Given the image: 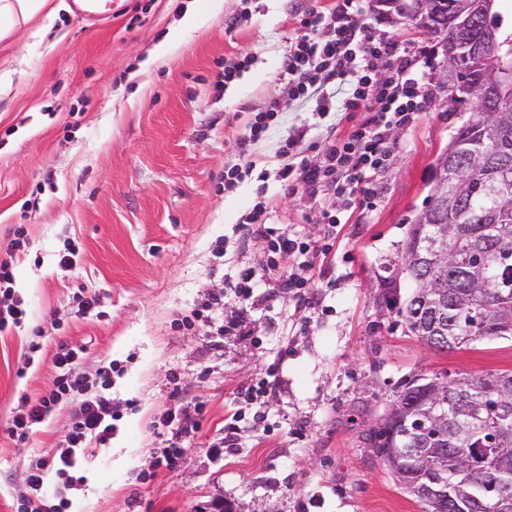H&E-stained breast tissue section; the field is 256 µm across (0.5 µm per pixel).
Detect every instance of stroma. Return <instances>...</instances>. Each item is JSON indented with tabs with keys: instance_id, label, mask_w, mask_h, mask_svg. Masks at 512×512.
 I'll use <instances>...</instances> for the list:
<instances>
[{
	"instance_id": "35a3bbf8",
	"label": "stroma",
	"mask_w": 512,
	"mask_h": 512,
	"mask_svg": "<svg viewBox=\"0 0 512 512\" xmlns=\"http://www.w3.org/2000/svg\"><path fill=\"white\" fill-rule=\"evenodd\" d=\"M61 2L0 38V72L13 78L0 94V261L27 306L22 326L0 332V512H17L31 494V464L65 445L68 399L26 440L8 433L25 398L55 393L61 344L79 351L74 371L88 383L111 366L115 412L109 444L79 454L73 488L46 474L48 502L66 497V512H210L218 499L234 512H425L373 453L370 428L409 376L512 372V339L447 353L419 342L398 315L408 284L386 280L437 154L470 116L449 108L437 81L442 46L364 0L362 26L398 54L430 56L431 102L395 132L374 176L376 205L356 209L317 258L314 302L261 287L247 335L205 336L182 318L227 291L229 274L270 261L266 241L236 249L258 192L280 231L328 241L320 211L339 207L337 196L317 204L301 187L253 175L228 190L224 172L246 158L275 168L281 141L303 124L316 160L328 122L299 102L264 142L242 137L270 95L288 94L278 73L301 33L295 11L329 0H125L105 22ZM188 12L195 27L151 61ZM242 56L250 68L225 83V61ZM68 245L77 254L64 269ZM83 292L99 296L98 313H79ZM269 377L265 396L246 401V389ZM232 409L244 416L240 445L217 447ZM170 414L198 420L196 438L173 440L162 425ZM173 442L182 458L158 465Z\"/></svg>"
}]
</instances>
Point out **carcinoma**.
<instances>
[{"label":"carcinoma","instance_id":"obj_1","mask_svg":"<svg viewBox=\"0 0 512 512\" xmlns=\"http://www.w3.org/2000/svg\"><path fill=\"white\" fill-rule=\"evenodd\" d=\"M480 60L472 57L459 61L457 95L448 99V106L457 109L467 102L474 104L473 114L448 142V150L456 155L458 165L466 169L457 204L463 223L437 209L430 212L429 226H411L401 257L412 251L419 231L435 239L438 222L446 228L447 265L429 274L424 267L414 266L403 275L412 282L413 291L404 307L398 310L406 329L431 349L452 351L455 336H476L480 339L512 338V196L504 199L483 181L485 174L480 160L479 143L484 128L481 119H500L507 123L504 137L512 140V107L506 115L496 118L492 111L499 107L498 94L487 91L468 97L460 86L475 73ZM442 302L443 316L436 318L430 308L418 300L421 291ZM431 377L419 375L405 381L395 398L403 399V410L396 417L385 411L370 430V443L384 446L382 427L401 431L398 444L402 459L426 453L434 464L453 461L454 449L471 448L476 442L497 444L504 449L512 464V436L500 428L505 421L512 426V372L470 375L454 388L445 401L436 402L430 391ZM401 485L422 502L427 512H459L448 505V495H433L419 471L397 468Z\"/></svg>","mask_w":512,"mask_h":512}]
</instances>
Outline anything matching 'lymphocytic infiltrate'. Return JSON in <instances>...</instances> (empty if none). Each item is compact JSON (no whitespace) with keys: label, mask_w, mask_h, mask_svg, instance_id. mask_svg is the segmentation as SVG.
I'll return each mask as SVG.
<instances>
[{"label":"lymphocytic infiltrate","mask_w":512,"mask_h":512,"mask_svg":"<svg viewBox=\"0 0 512 512\" xmlns=\"http://www.w3.org/2000/svg\"><path fill=\"white\" fill-rule=\"evenodd\" d=\"M361 0H333L325 9L305 11L300 25L305 34L295 42L285 56L281 74L288 81L289 97L274 98L247 124L243 143L263 141L286 109L287 100L309 104L313 116L325 118L336 107L348 112L365 113L364 122L342 138H325L320 162L306 160L308 130L298 127L279 147V164L274 170L277 181L301 185L310 196H318L331 188L344 199L345 211L351 212L359 198L368 196L372 177L390 159L394 143L393 129L409 125L430 97L425 77L424 61L394 56L392 44L372 37L359 23ZM394 56L390 76L374 79L375 63L382 57ZM345 90L344 104H337V90ZM251 230L250 238L266 240L272 254L271 269L288 270L285 288L303 290L309 285V274L319 255L318 248L304 239L288 235L266 222V204L257 202L245 218ZM266 277L255 269H238L230 283V291L239 306L240 314L224 316V298L215 296L190 316L183 324L194 329L205 327L220 336H232L244 322L243 315L256 300L255 290ZM77 359L74 350L58 348L53 363L59 373L54 399L38 398L27 403L25 413L13 418L8 429L10 436L25 438L34 425L50 414L55 400L76 401L74 419L68 434L69 452L60 454L56 473L65 483H72L71 470L76 461L73 449L106 445L112 438V370L104 367L98 372L96 386L72 371Z\"/></svg>","instance_id":"obj_1"}]
</instances>
